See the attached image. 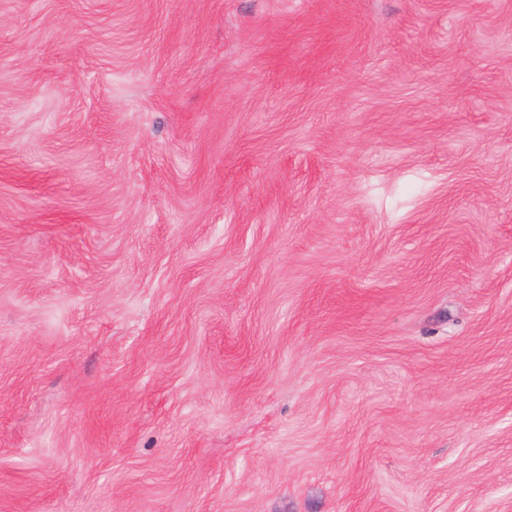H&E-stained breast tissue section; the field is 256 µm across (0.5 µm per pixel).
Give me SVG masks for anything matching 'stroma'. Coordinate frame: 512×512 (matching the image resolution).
Segmentation results:
<instances>
[{"label":"stroma","mask_w":512,"mask_h":512,"mask_svg":"<svg viewBox=\"0 0 512 512\" xmlns=\"http://www.w3.org/2000/svg\"><path fill=\"white\" fill-rule=\"evenodd\" d=\"M0 512H512V0H0Z\"/></svg>","instance_id":"1"}]
</instances>
